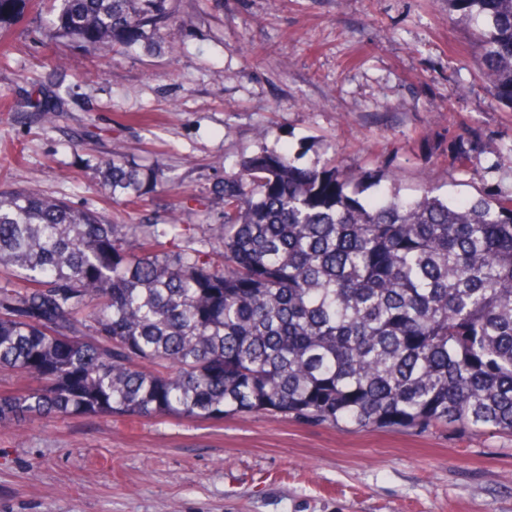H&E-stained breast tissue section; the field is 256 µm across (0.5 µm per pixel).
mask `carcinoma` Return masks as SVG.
<instances>
[{"label":"carcinoma","instance_id":"cac0c4a2","mask_svg":"<svg viewBox=\"0 0 512 512\" xmlns=\"http://www.w3.org/2000/svg\"><path fill=\"white\" fill-rule=\"evenodd\" d=\"M28 12L96 60L160 46L172 0H0V47ZM480 22L479 69L512 103V0H448ZM53 122L57 103L37 99ZM112 197L154 174L119 151ZM201 225L114 224L0 187V426L84 415H281L352 430L512 435V195L360 198L336 163L265 147L224 176Z\"/></svg>","mask_w":512,"mask_h":512}]
</instances>
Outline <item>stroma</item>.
I'll list each match as a JSON object with an SVG mask.
<instances>
[{"label":"stroma","instance_id":"1","mask_svg":"<svg viewBox=\"0 0 512 512\" xmlns=\"http://www.w3.org/2000/svg\"><path fill=\"white\" fill-rule=\"evenodd\" d=\"M475 23L447 0H174L164 49L111 66L36 23L0 56V183L127 224H217L226 168L265 147L344 174L384 165L400 197L512 192V104L491 100ZM57 93L42 123L30 102ZM113 150L155 169L112 201ZM183 205L171 210L173 195ZM0 512H512V436L352 431L264 414L92 415L0 427Z\"/></svg>","mask_w":512,"mask_h":512}]
</instances>
